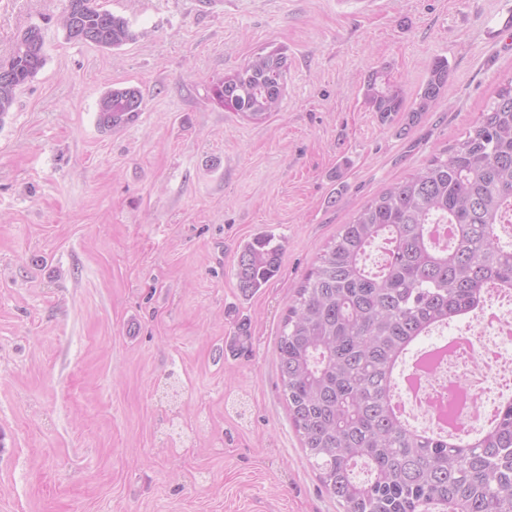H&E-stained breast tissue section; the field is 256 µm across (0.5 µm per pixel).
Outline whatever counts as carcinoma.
Returning a JSON list of instances; mask_svg holds the SVG:
<instances>
[{
  "mask_svg": "<svg viewBox=\"0 0 512 512\" xmlns=\"http://www.w3.org/2000/svg\"><path fill=\"white\" fill-rule=\"evenodd\" d=\"M65 36L94 33V44L118 48L133 39L129 22L96 0L63 11ZM36 27L0 62L13 79L0 85V123L16 90L45 64ZM287 59L278 50L254 55L212 88L224 109L261 121L278 110ZM448 82V61H433L410 109L411 120L429 111ZM378 120L405 111L402 89L378 72L363 86ZM101 101L112 125L132 122L143 96L114 87ZM432 224H450L448 242L429 239ZM512 82L503 85L463 141L436 154L427 166L390 186L353 221L306 275L288 307L278 342L279 372L291 422L326 491L346 512H512V402L496 424L465 448L408 427L391 404L394 369L413 344L457 317L476 311L490 288L512 295ZM261 235L237 257L238 285L253 294L279 267L280 246ZM389 243L384 264L370 268L367 249ZM364 462L371 478L358 482Z\"/></svg>",
  "mask_w": 512,
  "mask_h": 512,
  "instance_id": "cac0c4a2",
  "label": "carcinoma"
}]
</instances>
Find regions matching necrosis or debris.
Returning a JSON list of instances; mask_svg holds the SVG:
<instances>
[{
    "mask_svg": "<svg viewBox=\"0 0 512 512\" xmlns=\"http://www.w3.org/2000/svg\"><path fill=\"white\" fill-rule=\"evenodd\" d=\"M468 335L469 345L448 351L439 373L425 374L418 387L403 397L429 422L440 421L447 411L458 432L474 435L483 430L488 407L499 400L493 377L512 372V356L502 348L512 340V312L487 298L472 315Z\"/></svg>",
    "mask_w": 512,
    "mask_h": 512,
    "instance_id": "4bbe7bcc",
    "label": "necrosis or debris"
}]
</instances>
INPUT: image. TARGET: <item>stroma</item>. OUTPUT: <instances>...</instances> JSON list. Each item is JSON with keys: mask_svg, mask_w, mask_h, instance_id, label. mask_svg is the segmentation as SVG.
Masks as SVG:
<instances>
[{"mask_svg": "<svg viewBox=\"0 0 512 512\" xmlns=\"http://www.w3.org/2000/svg\"><path fill=\"white\" fill-rule=\"evenodd\" d=\"M134 35L67 40L66 0H0V61L36 26L43 68L0 125V512H344L281 394L296 290L343 224L462 141L512 80V0H98ZM287 57L255 123L212 86ZM380 123L372 72L414 100ZM136 122L98 128L109 87ZM274 236L243 294L240 248ZM448 82V61L435 59L430 67L429 75L420 87L414 100L411 112V120H417L425 112H429L432 105L440 98L443 89ZM102 101L108 105V111L112 112V125L123 126L137 117L136 112H141L143 96L136 87H112L102 95L99 106ZM271 235H261L247 242L237 257L238 285L252 294L272 279L279 267L280 246L272 244Z\"/></svg>", "mask_w": 512, "mask_h": 512, "instance_id": "stroma-1", "label": "stroma"}]
</instances>
